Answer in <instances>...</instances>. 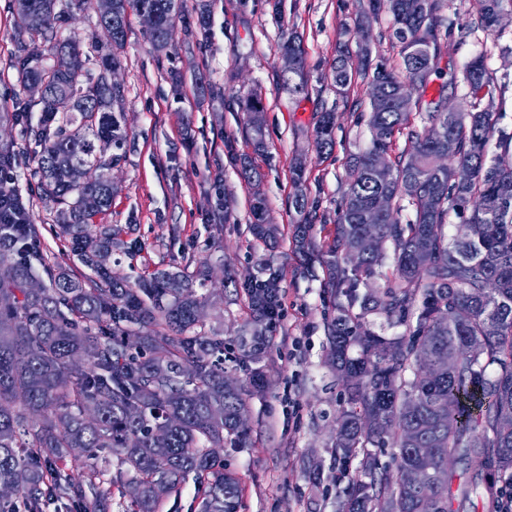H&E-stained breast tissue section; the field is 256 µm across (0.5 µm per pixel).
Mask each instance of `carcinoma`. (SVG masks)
<instances>
[{
	"label": "carcinoma",
	"mask_w": 512,
	"mask_h": 512,
	"mask_svg": "<svg viewBox=\"0 0 512 512\" xmlns=\"http://www.w3.org/2000/svg\"><path fill=\"white\" fill-rule=\"evenodd\" d=\"M474 3L477 26L490 34L497 13L512 9V0ZM444 6L445 0H368L362 39L356 52H340L332 81L343 95L355 76L373 71L371 145L354 158L332 242L312 244L311 217L294 227L303 267H322L332 298L325 362L338 380H349L334 440V465L348 479L338 512H468L476 501L497 512L500 496L512 490V201L498 195L500 183L512 182V135L500 133L501 152L487 159L496 86L481 57L462 70L471 111L449 112L428 98L433 78L444 74L441 41L454 34V22L441 16ZM210 8L201 5L197 22L185 24L190 36L208 38ZM382 10L392 17L397 69L372 63L370 22ZM131 11L153 16L145 36L155 49L170 45L178 0H112V13L97 11L112 43L88 50L58 37L57 0H16L14 23L28 42L11 66L23 86L44 84L47 94L37 124L28 112L14 119L39 147L32 176L40 198L55 206L71 254L92 274L48 266V284L29 292L35 263H45L38 229L0 224V489L9 493L0 495V512H43L52 504L55 512H107L112 481L90 462L97 450L115 454L131 475L136 494L126 512H158L191 474L200 512H237L239 481L215 449L244 445L248 409L241 389L224 384V339L198 330L197 310L207 296L182 270H156L133 284L113 276L108 260L121 241L109 225L91 229L112 206L104 172L121 160L127 141L123 93L106 72L120 64ZM281 49L293 58L288 72L303 77L299 38L283 36ZM238 100L253 115L252 139L262 145L260 98L247 93ZM412 111L425 120L420 130L409 124ZM335 128L336 113H321L319 151L332 149ZM402 133L407 148L378 175L375 154L388 152ZM103 142L116 153H102ZM15 159L10 146L0 147V197L9 202L22 200L3 177ZM458 164L473 169L463 185L452 179ZM77 167L94 171L95 179L72 182ZM380 194L396 208L377 216L368 206ZM404 201L412 218L403 223ZM452 213L461 219L455 236L448 235ZM252 215L256 238L275 236L263 200ZM376 236L379 248H367ZM377 275L385 278L383 291L359 294ZM239 287L255 305L276 307V273L246 275ZM370 313L405 326V334H376ZM266 324L253 310L241 357L259 358L255 343ZM442 355L446 373L426 374L423 361ZM386 447L393 449L391 467L379 459ZM450 455L457 473L448 471ZM82 457L87 471L77 477L72 464ZM420 479L431 482L426 497L415 488Z\"/></svg>",
	"instance_id": "carcinoma-1"
}]
</instances>
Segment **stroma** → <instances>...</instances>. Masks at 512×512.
<instances>
[{
  "label": "stroma",
  "mask_w": 512,
  "mask_h": 512,
  "mask_svg": "<svg viewBox=\"0 0 512 512\" xmlns=\"http://www.w3.org/2000/svg\"><path fill=\"white\" fill-rule=\"evenodd\" d=\"M216 0L210 37L199 42L176 22L166 51L147 42L144 24L129 13L122 66L114 74L124 90L128 137L120 162L111 170L112 207L102 223L120 231L113 248L114 275H137L173 266L204 281L214 304L207 308L209 333L224 339V367L244 386L250 437L243 448L224 446L227 468L241 486L239 512H336L346 480L333 467L336 414L343 390L324 364L328 297L321 269L303 270L294 252L293 226L300 215L291 203V169L303 159V193L315 211L313 236L331 242L336 210L351 180L352 161L370 144L360 115L367 108L365 78H357L346 96H338L332 66L344 45L355 44L363 0ZM15 0H0V113L23 108L38 112L37 94L26 91L9 69L21 33L14 24ZM465 0H451L443 18L453 20L454 35L442 44V60L455 70L484 56L495 77L496 128L512 134V22L498 32L477 29ZM62 36L82 43L106 44L107 32L95 8L70 6L60 19ZM304 48L303 92L282 82L288 62L280 50L285 34ZM182 85H174L172 74ZM213 93L201 98L196 79ZM261 92L266 145L258 149L248 135L247 116L236 96ZM336 114V142L318 152L315 128L322 111ZM0 136L14 140L17 159L10 172L24 197L32 223L41 230L40 251L47 263L74 264L61 236L54 208L39 200L30 182L36 145L23 125L0 123ZM250 164L260 175L241 174ZM263 197L267 220L278 232L267 242L254 240L251 203ZM230 201L228 216L217 214ZM279 267L284 315L270 332L262 366L267 384L252 386L256 365L239 361L235 340L250 322L251 309L236 279L266 265Z\"/></svg>",
  "instance_id": "obj_1"
}]
</instances>
